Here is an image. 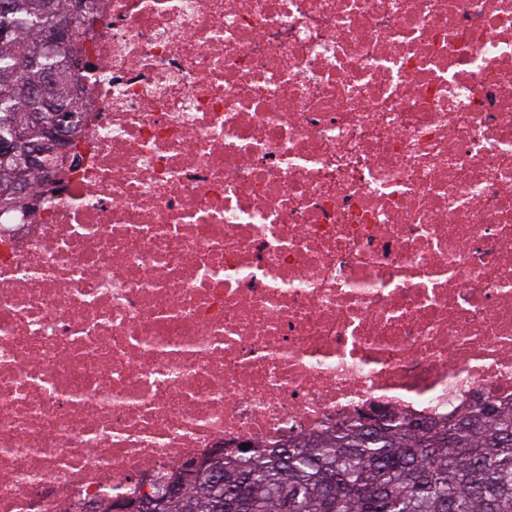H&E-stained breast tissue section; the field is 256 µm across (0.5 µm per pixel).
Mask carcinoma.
Wrapping results in <instances>:
<instances>
[{
	"label": "carcinoma",
	"mask_w": 512,
	"mask_h": 512,
	"mask_svg": "<svg viewBox=\"0 0 512 512\" xmlns=\"http://www.w3.org/2000/svg\"><path fill=\"white\" fill-rule=\"evenodd\" d=\"M87 0H0V208H20L42 170L25 163L23 143L42 136L32 114L54 113L28 94L51 70L50 90L69 123L79 101L70 92L80 69L77 13ZM61 15L71 19L67 40L47 51L45 34ZM187 493L163 512H209L224 495V512H512V408L423 424L405 418L357 422L307 440L208 458L174 477Z\"/></svg>",
	"instance_id": "carcinoma-1"
}]
</instances>
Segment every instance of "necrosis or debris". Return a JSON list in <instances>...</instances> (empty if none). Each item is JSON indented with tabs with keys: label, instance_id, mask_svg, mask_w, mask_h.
Segmentation results:
<instances>
[{
	"label": "necrosis or debris",
	"instance_id": "necrosis-or-debris-1",
	"mask_svg": "<svg viewBox=\"0 0 512 512\" xmlns=\"http://www.w3.org/2000/svg\"><path fill=\"white\" fill-rule=\"evenodd\" d=\"M0 212V512L512 406V0H94ZM67 134L65 133L62 125H55L46 128L45 140L31 145L29 157L33 162H37L44 154V147L51 145L55 150H60L65 145L67 140Z\"/></svg>",
	"mask_w": 512,
	"mask_h": 512
}]
</instances>
